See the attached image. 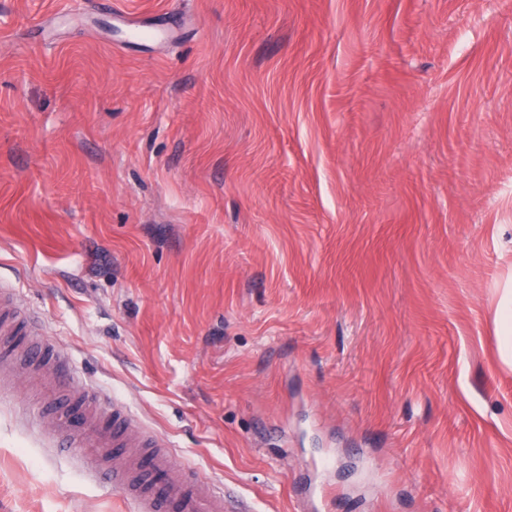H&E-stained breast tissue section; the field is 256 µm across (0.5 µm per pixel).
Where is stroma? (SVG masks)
Here are the masks:
<instances>
[{
  "label": "stroma",
  "mask_w": 512,
  "mask_h": 512,
  "mask_svg": "<svg viewBox=\"0 0 512 512\" xmlns=\"http://www.w3.org/2000/svg\"><path fill=\"white\" fill-rule=\"evenodd\" d=\"M0 286L259 512H512V0H0ZM40 416L0 512H133Z\"/></svg>",
  "instance_id": "stroma-1"
}]
</instances>
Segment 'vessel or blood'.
Here are the masks:
<instances>
[{
  "label": "vessel or blood",
  "mask_w": 512,
  "mask_h": 512,
  "mask_svg": "<svg viewBox=\"0 0 512 512\" xmlns=\"http://www.w3.org/2000/svg\"><path fill=\"white\" fill-rule=\"evenodd\" d=\"M30 336L29 358L44 371L45 385L60 384L70 393L68 408L49 417L65 447L108 448L112 458L107 480L130 502L134 512H224V497L193 472L171 471V450L156 434L135 429L125 410L107 406L87 383L72 373L69 362L42 336L12 290L0 289V337Z\"/></svg>",
  "instance_id": "vessel-or-blood-1"
}]
</instances>
